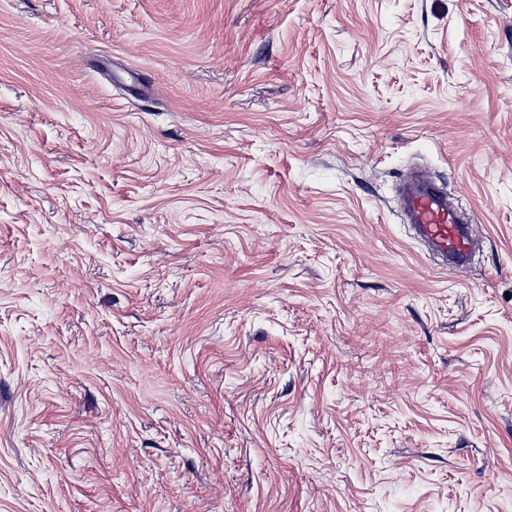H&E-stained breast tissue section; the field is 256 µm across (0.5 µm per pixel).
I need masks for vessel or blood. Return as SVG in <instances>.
<instances>
[{"instance_id":"1","label":"vessel or blood","mask_w":512,"mask_h":512,"mask_svg":"<svg viewBox=\"0 0 512 512\" xmlns=\"http://www.w3.org/2000/svg\"><path fill=\"white\" fill-rule=\"evenodd\" d=\"M401 210L405 223L450 268L470 264L475 252L473 224L461 220L458 212L449 206L443 188L418 176L407 177L402 186Z\"/></svg>"}]
</instances>
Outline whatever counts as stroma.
Listing matches in <instances>:
<instances>
[{
    "label": "stroma",
    "instance_id": "1",
    "mask_svg": "<svg viewBox=\"0 0 512 512\" xmlns=\"http://www.w3.org/2000/svg\"><path fill=\"white\" fill-rule=\"evenodd\" d=\"M0 512H512V0H0ZM401 210L416 236L452 269L470 264L475 252L473 220L463 221L448 205L446 192L419 176L407 177L402 186Z\"/></svg>",
    "mask_w": 512,
    "mask_h": 512
}]
</instances>
